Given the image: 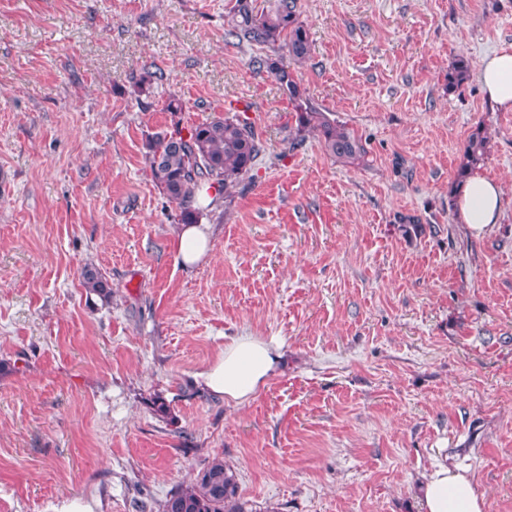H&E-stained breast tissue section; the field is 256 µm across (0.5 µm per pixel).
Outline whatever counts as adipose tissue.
<instances>
[{"instance_id": "1", "label": "adipose tissue", "mask_w": 512, "mask_h": 512, "mask_svg": "<svg viewBox=\"0 0 512 512\" xmlns=\"http://www.w3.org/2000/svg\"><path fill=\"white\" fill-rule=\"evenodd\" d=\"M477 80L494 105L512 111V44L483 59ZM501 206L500 183L482 175L468 177L455 194L458 221L477 233L497 223ZM176 246L183 266L199 264L213 248L212 225H179ZM282 348L274 337H230L214 361L196 374L195 382L226 403H248L278 375ZM421 503L423 512H483L471 477L444 462L436 464L422 484Z\"/></svg>"}]
</instances>
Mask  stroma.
<instances>
[{
  "mask_svg": "<svg viewBox=\"0 0 512 512\" xmlns=\"http://www.w3.org/2000/svg\"><path fill=\"white\" fill-rule=\"evenodd\" d=\"M234 3L0 0V512H162L217 456L247 512H422L442 458L512 512V111L447 81L512 44V0H298L300 62L226 38ZM267 57L361 161L298 133ZM222 115L264 150L187 268L147 143ZM479 125L503 196L477 234L452 200ZM243 333L284 357L235 406L194 376ZM83 286L89 292L98 294L106 302L112 299V289L109 287L105 277L95 267L87 266L84 269L83 275Z\"/></svg>",
  "mask_w": 512,
  "mask_h": 512,
  "instance_id": "obj_1",
  "label": "stroma"
}]
</instances>
